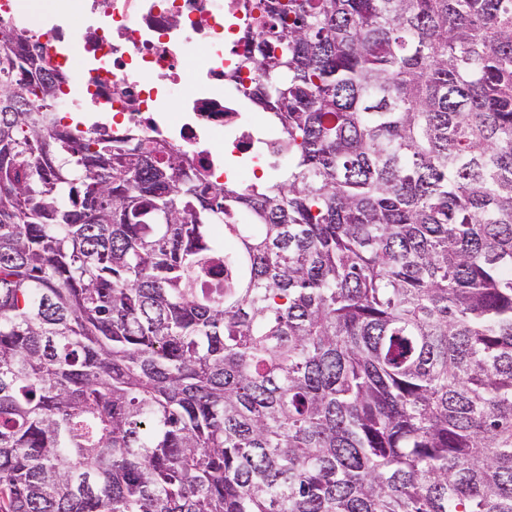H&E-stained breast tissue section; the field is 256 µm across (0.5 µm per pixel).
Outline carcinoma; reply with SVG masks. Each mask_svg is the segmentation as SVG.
<instances>
[{"mask_svg":"<svg viewBox=\"0 0 512 512\" xmlns=\"http://www.w3.org/2000/svg\"><path fill=\"white\" fill-rule=\"evenodd\" d=\"M241 8L208 192L0 24V512H512V0Z\"/></svg>","mask_w":512,"mask_h":512,"instance_id":"carcinoma-1","label":"carcinoma"}]
</instances>
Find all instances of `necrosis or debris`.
<instances>
[{
	"mask_svg": "<svg viewBox=\"0 0 512 512\" xmlns=\"http://www.w3.org/2000/svg\"><path fill=\"white\" fill-rule=\"evenodd\" d=\"M238 0H83L77 17L31 0H0V21L43 22L42 42L65 73L56 96L60 118L93 106L113 136L135 129L165 140L208 168L247 185L252 163L225 171L228 155L272 147L266 113L249 109L229 70L247 46Z\"/></svg>",
	"mask_w": 512,
	"mask_h": 512,
	"instance_id": "1",
	"label": "necrosis or debris"
}]
</instances>
